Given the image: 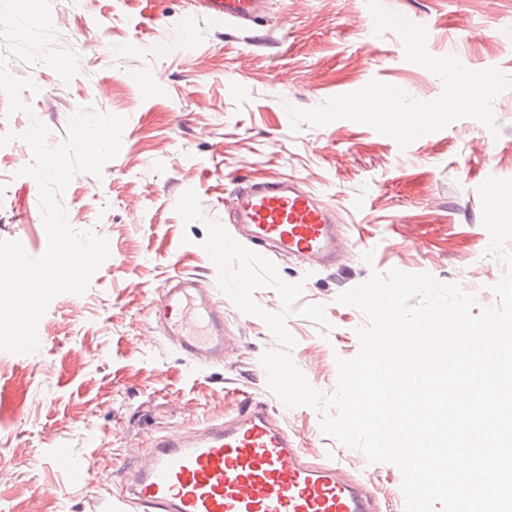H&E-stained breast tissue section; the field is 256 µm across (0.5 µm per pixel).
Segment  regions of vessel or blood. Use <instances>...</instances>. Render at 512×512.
<instances>
[{"instance_id": "b4317fda", "label": "vessel or blood", "mask_w": 512, "mask_h": 512, "mask_svg": "<svg viewBox=\"0 0 512 512\" xmlns=\"http://www.w3.org/2000/svg\"><path fill=\"white\" fill-rule=\"evenodd\" d=\"M200 12L243 26L264 0H195ZM234 223L247 242L335 267L341 252L335 215L292 179L237 188ZM156 316L179 351L196 361L224 357V310L191 277L158 288ZM120 501L133 512H378L373 496L338 463L308 462L287 429L258 403L191 434L152 436L145 456L118 474Z\"/></svg>"}]
</instances>
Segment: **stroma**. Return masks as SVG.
I'll return each instance as SVG.
<instances>
[{
    "label": "stroma",
    "mask_w": 512,
    "mask_h": 512,
    "mask_svg": "<svg viewBox=\"0 0 512 512\" xmlns=\"http://www.w3.org/2000/svg\"><path fill=\"white\" fill-rule=\"evenodd\" d=\"M192 0H0V57L31 78L30 113L0 99V239L45 253L47 234L33 161L21 138L32 119L59 145L81 107L124 117L118 155L100 175L76 174L59 197L69 225L93 231L110 255L85 293L55 297L40 319L36 352L0 351V504L8 512H121L115 473L153 435L232 418L243 400L263 403L309 461L340 462L375 496L380 512H405L400 469L321 429L309 406L286 407L261 357L278 342L259 317L217 285L202 243L205 219L229 225L246 180L291 178L335 210L346 246L335 267L278 258L281 279L303 286L300 305L323 306L328 330L294 313L286 326L296 366L322 397L338 381L337 358L355 357L367 318L338 297L372 273H426L458 284L476 309L497 305L504 262L488 254L479 186L512 178V89L493 102L499 136L473 118L407 148L372 127L340 119L292 127L289 107L310 109L371 80L430 101L441 79L405 58L401 38L377 36L366 0H267L244 29L194 13ZM425 27L436 57L512 76V0H382ZM39 21L36 36L20 25ZM194 189L204 221L176 211ZM196 277L224 305V360H187L151 311L158 287ZM95 460L90 480L51 469L53 448Z\"/></svg>",
    "instance_id": "1"
}]
</instances>
